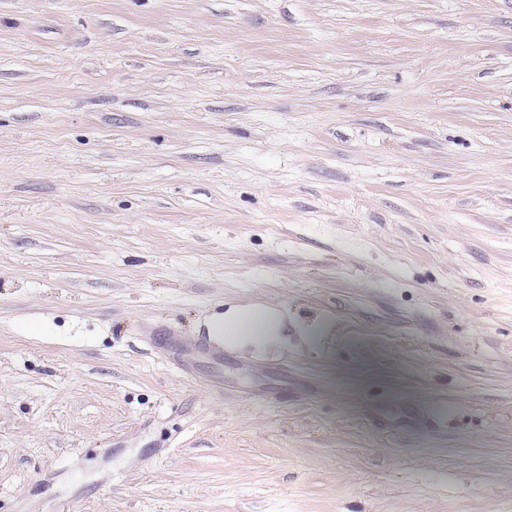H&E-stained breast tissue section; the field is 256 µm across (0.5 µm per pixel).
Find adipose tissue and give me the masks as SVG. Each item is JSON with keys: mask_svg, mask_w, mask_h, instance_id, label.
<instances>
[{"mask_svg": "<svg viewBox=\"0 0 512 512\" xmlns=\"http://www.w3.org/2000/svg\"><path fill=\"white\" fill-rule=\"evenodd\" d=\"M208 331L227 345L262 349L280 338L283 322L279 313L263 307L232 306L209 321Z\"/></svg>", "mask_w": 512, "mask_h": 512, "instance_id": "obj_1", "label": "adipose tissue"}]
</instances>
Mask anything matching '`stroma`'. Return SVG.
<instances>
[{
    "instance_id": "1",
    "label": "stroma",
    "mask_w": 512,
    "mask_h": 512,
    "mask_svg": "<svg viewBox=\"0 0 512 512\" xmlns=\"http://www.w3.org/2000/svg\"><path fill=\"white\" fill-rule=\"evenodd\" d=\"M63 500L512 512V0H0V512ZM224 326L236 334L222 336ZM208 331L210 336L218 341L224 340L228 346L264 349L280 338L283 322L280 314L273 310L259 306H232L208 322Z\"/></svg>"
}]
</instances>
